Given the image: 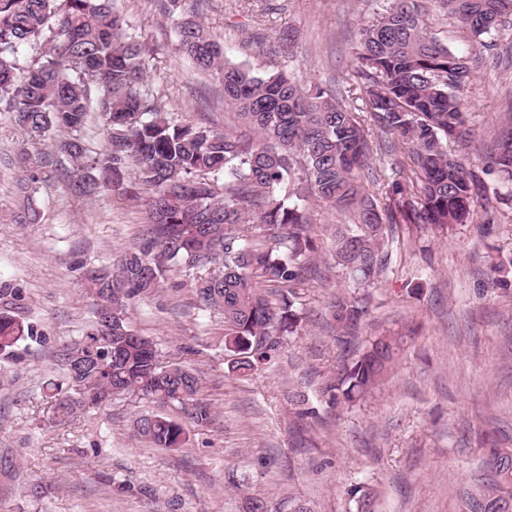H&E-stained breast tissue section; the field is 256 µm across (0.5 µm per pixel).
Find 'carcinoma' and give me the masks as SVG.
Returning a JSON list of instances; mask_svg holds the SVG:
<instances>
[{
	"label": "carcinoma",
	"instance_id": "1",
	"mask_svg": "<svg viewBox=\"0 0 512 512\" xmlns=\"http://www.w3.org/2000/svg\"><path fill=\"white\" fill-rule=\"evenodd\" d=\"M471 35L476 49L512 19V0H435ZM42 42V60L23 68L18 51ZM178 50L196 69L215 73L224 104L236 111L250 140L208 123L179 125L143 90L146 43L128 31L115 0H0V110L30 141L49 146L18 157L23 189L58 171V154L71 169L70 192L92 198L103 190L146 197L148 231L116 270L92 267L86 287L98 299L95 322L79 342L54 354L79 397L55 393L60 420L115 396L147 398L159 411L138 416L135 436L156 448L189 444L184 422L208 426L211 404L198 378L179 363L161 361L155 343L136 335L128 303L156 294L172 265L215 266L195 280L200 306L224 318V348L232 371L247 375L269 362L294 334L302 312L294 297L314 244L306 235L310 198L358 223L340 224L336 264L363 284L380 281L395 224L447 229L473 218L482 178L448 154V144L473 129L459 91L471 77L468 58L440 43L424 27L417 0H387L375 22L362 28L354 48L355 73L377 125L408 145V162L381 207L367 192L371 146L355 113L319 86L308 90L284 72L266 73L227 59L199 21L177 27ZM106 130V147L91 150L82 136L90 113ZM135 182L125 186L128 169ZM487 172L512 185V126L490 150ZM268 231L257 246L245 225ZM15 289L0 285V354L34 335V326L8 307ZM339 337L366 314L362 298L340 290L327 302ZM404 342L399 335L368 341L336 380L322 389L332 405L356 403L387 376ZM174 407L178 420L165 413ZM483 489L464 500V512H512V452L490 448L483 458Z\"/></svg>",
	"mask_w": 512,
	"mask_h": 512
}]
</instances>
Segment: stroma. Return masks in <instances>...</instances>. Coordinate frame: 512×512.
Instances as JSON below:
<instances>
[{
  "label": "stroma",
  "mask_w": 512,
  "mask_h": 512,
  "mask_svg": "<svg viewBox=\"0 0 512 512\" xmlns=\"http://www.w3.org/2000/svg\"><path fill=\"white\" fill-rule=\"evenodd\" d=\"M133 33L149 44L147 85L179 124L236 127L217 76L193 70L176 48L188 5L120 0ZM383 0H206L199 18L231 61L330 90L357 113L373 150L365 185L378 205L407 148L365 112L353 48ZM424 25L474 70L461 94L475 137L450 150L482 170L499 130L512 123V26L474 52L469 35L422 0ZM26 146L0 112V283L19 291V312L35 334L0 355V448L20 467L0 479V512H246L250 498L272 512H358L354 488L371 493L375 512H462L460 493L481 467V436L512 449V203L485 176L473 220L441 230L402 224L381 281L360 286L337 266L333 232L352 223L326 204H308L317 245L300 290L305 319L297 336L264 368L242 376L228 367L224 320L194 303L195 270L169 271L156 297L134 299L129 317L165 362L198 377L215 420L189 426V445L150 448L133 431L154 403L117 397L57 421L45 394L63 377L52 355L90 329L97 300L83 264L117 266L146 233L144 207L121 190L95 199L70 194L64 173L36 187L35 224H17L23 201L15 159ZM365 297L368 312L350 345L339 344L326 301L337 288ZM407 341L385 380L352 408L329 407L321 387L364 342L393 329ZM41 483L40 498L27 497Z\"/></svg>",
  "instance_id": "obj_1"
}]
</instances>
